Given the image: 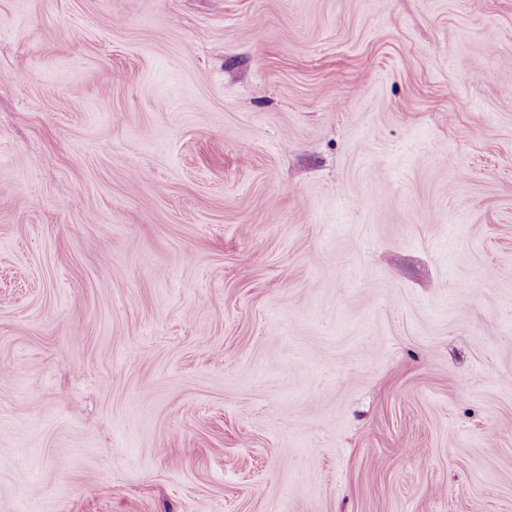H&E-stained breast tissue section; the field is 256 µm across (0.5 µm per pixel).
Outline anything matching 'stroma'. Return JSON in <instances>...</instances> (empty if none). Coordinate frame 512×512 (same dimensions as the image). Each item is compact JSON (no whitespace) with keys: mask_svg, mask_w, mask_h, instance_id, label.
I'll list each match as a JSON object with an SVG mask.
<instances>
[{"mask_svg":"<svg viewBox=\"0 0 512 512\" xmlns=\"http://www.w3.org/2000/svg\"><path fill=\"white\" fill-rule=\"evenodd\" d=\"M0 512H512V0H0Z\"/></svg>","mask_w":512,"mask_h":512,"instance_id":"35a3bbf8","label":"stroma"}]
</instances>
